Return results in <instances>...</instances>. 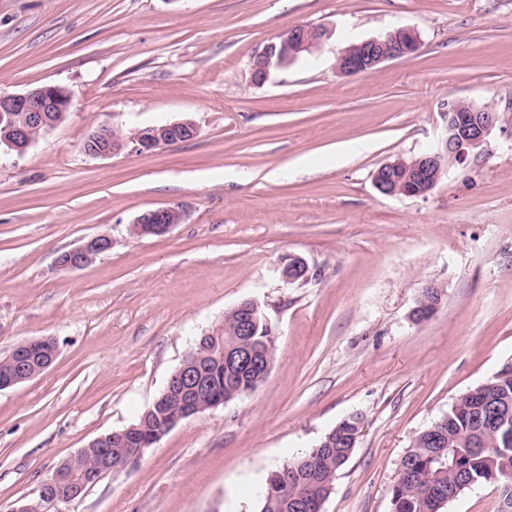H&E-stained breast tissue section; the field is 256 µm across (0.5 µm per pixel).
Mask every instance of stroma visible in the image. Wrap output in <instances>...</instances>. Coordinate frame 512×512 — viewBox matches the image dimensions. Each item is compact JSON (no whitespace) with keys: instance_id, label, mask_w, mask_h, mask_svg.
<instances>
[{"instance_id":"obj_1","label":"stroma","mask_w":512,"mask_h":512,"mask_svg":"<svg viewBox=\"0 0 512 512\" xmlns=\"http://www.w3.org/2000/svg\"><path fill=\"white\" fill-rule=\"evenodd\" d=\"M306 22L331 37L252 82L253 58ZM404 25L417 55L337 73L345 47ZM44 85L67 92L65 120L24 154L0 147V354L51 337L59 356L0 390V512L134 423L245 300L274 330L267 380L62 512H254L274 471L355 413L323 512H391L417 432L512 360V0H0V92ZM455 100L498 112L487 151L427 196L380 193L374 171L434 146ZM183 120L197 136L150 153L83 150L102 124ZM167 205L184 211L167 234L129 235ZM97 234L109 253L58 267ZM289 254L307 281L283 280ZM430 285L439 309L413 322Z\"/></svg>"}]
</instances>
